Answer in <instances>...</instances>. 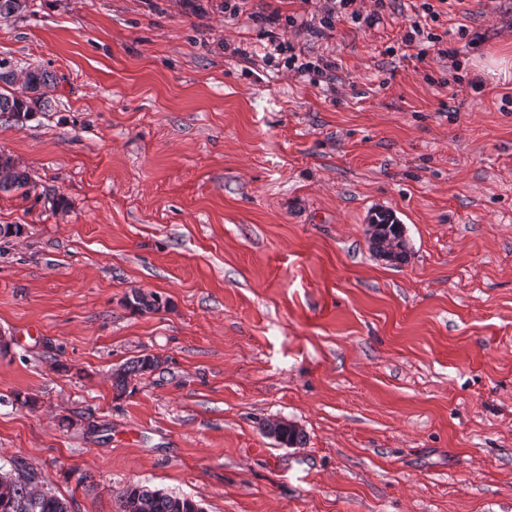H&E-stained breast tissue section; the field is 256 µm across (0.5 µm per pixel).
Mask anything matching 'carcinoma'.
Wrapping results in <instances>:
<instances>
[{"mask_svg":"<svg viewBox=\"0 0 512 512\" xmlns=\"http://www.w3.org/2000/svg\"><path fill=\"white\" fill-rule=\"evenodd\" d=\"M0 83L10 92L0 91V114H9L20 120L38 107L51 106L48 88L52 76L39 68L16 70L0 64ZM30 184L28 174L19 168L15 159L0 151V191L21 190ZM366 233L372 252L391 263H402L408 256L403 225L392 215L378 212L370 218ZM127 304L134 310L157 312L162 308L155 293L133 292ZM161 366L159 357L142 354L127 360L112 370V387L119 396L124 395L132 381L152 374ZM266 435L286 447H299L306 443V435L295 424L283 420L262 422ZM69 501L44 487L41 480L32 481L19 474L0 468V512H68ZM118 512H194L193 500L161 489L130 484L119 495Z\"/></svg>","mask_w":512,"mask_h":512,"instance_id":"carcinoma-1","label":"carcinoma"}]
</instances>
